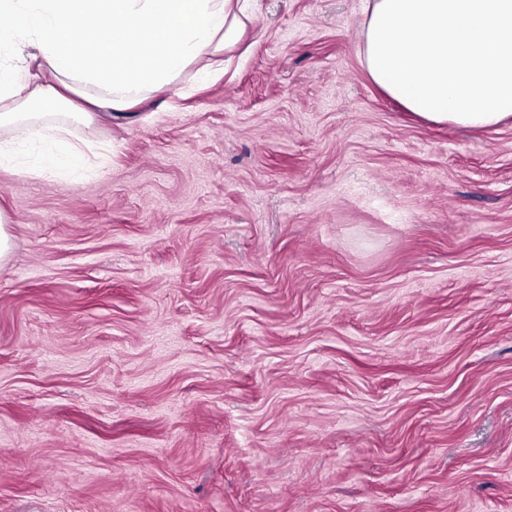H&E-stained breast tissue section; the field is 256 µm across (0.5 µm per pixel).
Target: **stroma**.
I'll use <instances>...</instances> for the list:
<instances>
[{"mask_svg": "<svg viewBox=\"0 0 512 512\" xmlns=\"http://www.w3.org/2000/svg\"><path fill=\"white\" fill-rule=\"evenodd\" d=\"M362 0L0 167V512H512V125L424 123Z\"/></svg>", "mask_w": 512, "mask_h": 512, "instance_id": "obj_1", "label": "stroma"}]
</instances>
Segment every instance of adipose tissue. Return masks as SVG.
<instances>
[{
    "label": "adipose tissue",
    "instance_id": "1",
    "mask_svg": "<svg viewBox=\"0 0 512 512\" xmlns=\"http://www.w3.org/2000/svg\"><path fill=\"white\" fill-rule=\"evenodd\" d=\"M255 0H0V166L42 177L86 159L46 102L79 122L130 110L189 66L224 71ZM90 49L72 48L81 29ZM370 80L421 120L460 129L512 123V0H366L358 48Z\"/></svg>",
    "mask_w": 512,
    "mask_h": 512
}]
</instances>
